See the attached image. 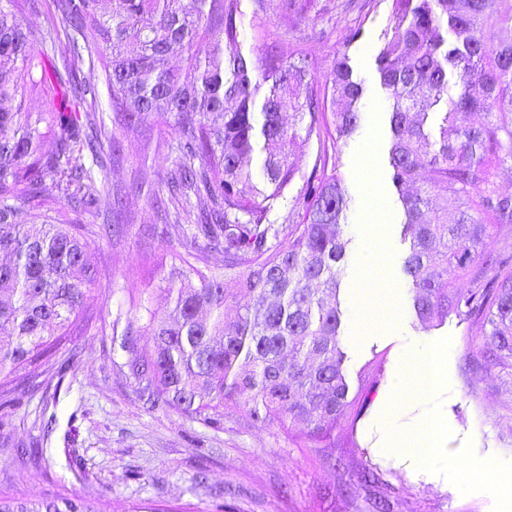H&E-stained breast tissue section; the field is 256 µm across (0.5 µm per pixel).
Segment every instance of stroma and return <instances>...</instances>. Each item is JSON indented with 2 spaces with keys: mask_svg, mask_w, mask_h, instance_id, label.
I'll return each mask as SVG.
<instances>
[{
  "mask_svg": "<svg viewBox=\"0 0 512 512\" xmlns=\"http://www.w3.org/2000/svg\"><path fill=\"white\" fill-rule=\"evenodd\" d=\"M341 2L306 0L305 12L284 26L275 10L259 13L253 0H242L238 27L241 50L250 59L261 58L269 46L285 58L299 46L322 81L344 55L363 86L361 126L336 144L350 198L340 293L345 368L351 391L377 384L352 430L337 434L335 447L299 448L290 436L307 431L302 421L286 431L254 427L228 411L209 426L188 414L149 408L141 399L127 353L112 349V320L135 315L127 285L160 287L180 263L175 238L153 231L165 221L163 210L145 195L125 191L135 180L157 184L172 166L168 145L174 133L158 119L149 131L127 133L108 159L110 193L82 217L95 227H119L109 238L89 239L99 270L91 320L41 359L38 391L16 387L12 404L0 408V496H79L104 512H135L147 503L171 512H512L494 477L462 473L464 465L488 461L512 472V409L504 405L501 380L469 364L472 354L491 348L489 332L453 315L422 329L401 272L405 217L391 181L389 102L376 61L391 0H368L360 12L344 11ZM258 26L269 31L268 45L254 41ZM116 191L124 194L119 211L112 208ZM382 272L398 295L395 328L363 337L356 278ZM420 340L447 350L446 385L423 397L399 387L403 361ZM423 417L448 427L440 453L424 461L407 449L395 457L380 454L387 436L411 434ZM368 469L377 482L364 481Z\"/></svg>",
  "mask_w": 512,
  "mask_h": 512,
  "instance_id": "1",
  "label": "stroma"
}]
</instances>
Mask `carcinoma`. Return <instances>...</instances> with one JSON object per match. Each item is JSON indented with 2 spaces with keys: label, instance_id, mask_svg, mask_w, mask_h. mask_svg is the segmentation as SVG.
I'll use <instances>...</instances> for the list:
<instances>
[{
  "label": "carcinoma",
  "instance_id": "carcinoma-1",
  "mask_svg": "<svg viewBox=\"0 0 512 512\" xmlns=\"http://www.w3.org/2000/svg\"><path fill=\"white\" fill-rule=\"evenodd\" d=\"M35 0H0V404L12 403L16 374L66 335L90 300L92 228L78 215L110 190L107 156L131 129L152 118L171 125L173 167L156 187L134 181L163 209L164 231L185 250L165 278L167 307L153 292L128 289L129 302L153 336L138 351L129 321L112 325V342L131 354L128 366L152 408L174 409L214 424L230 410L253 426L304 420L300 448H334L336 430L353 423L376 383L349 397L338 292L348 240V206L336 143L361 122L363 93L348 58H335L325 82L309 70L304 49L284 60L266 50L261 65L241 51L240 0H56L72 31L68 55L55 59L54 31L24 27ZM283 22L301 0H279ZM512 0H392L377 56L390 101L392 182L412 239L403 272L423 328L448 315L489 328L494 350L477 368L512 372V269L497 267L489 244L512 235V194L494 172L512 167ZM455 40L447 45L443 32ZM212 49L199 56L196 45ZM185 68L168 67L173 45ZM99 67L118 125L106 132L95 112L98 82L78 81L69 58ZM464 91L448 97V71ZM268 91L260 94L263 84ZM44 108L29 112L25 97ZM445 103L438 138L423 128L427 108ZM294 112L285 125L283 106ZM224 116L220 127L210 122ZM465 113L473 120L457 123ZM316 139L317 156L299 198L297 220L269 218L286 198L299 167L298 139ZM52 149L44 152L45 141ZM260 153V171L250 161ZM177 205L168 207L164 193ZM24 211L39 222L23 224ZM224 253L213 271L207 259ZM467 281L468 287L459 283ZM0 512H100L80 498L36 502L0 497Z\"/></svg>",
  "mask_w": 512,
  "mask_h": 512
}]
</instances>
